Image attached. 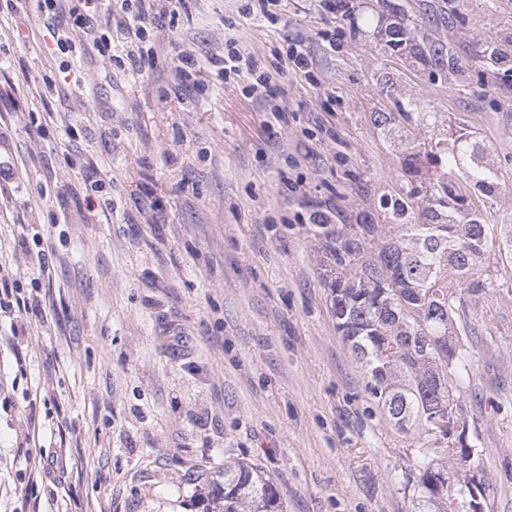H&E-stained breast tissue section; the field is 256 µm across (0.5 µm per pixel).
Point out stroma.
<instances>
[{
	"instance_id": "1",
	"label": "stroma",
	"mask_w": 512,
	"mask_h": 512,
	"mask_svg": "<svg viewBox=\"0 0 512 512\" xmlns=\"http://www.w3.org/2000/svg\"><path fill=\"white\" fill-rule=\"evenodd\" d=\"M250 2L158 11L155 64L137 75L54 51L38 24L19 42L0 17V80L30 77L0 97V281L43 311L0 318V512H202L205 478L241 457L286 512H412L418 439L380 415L336 329L308 217L383 224V199L427 187L378 121L410 102L441 115L417 139L466 129L489 145L505 186L474 203L489 223L512 218V67L474 57L512 55V0H282L276 25ZM398 16L451 44L462 75L412 65L386 34ZM230 38L270 72L279 113L213 66L169 96L182 50L219 56ZM290 44L311 71L286 66ZM80 70L98 73L93 91L63 83ZM457 315L483 510L512 512V279ZM34 427L55 462L38 477Z\"/></svg>"
}]
</instances>
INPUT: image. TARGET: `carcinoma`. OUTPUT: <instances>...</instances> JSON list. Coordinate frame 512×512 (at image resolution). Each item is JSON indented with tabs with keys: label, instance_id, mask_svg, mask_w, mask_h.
I'll return each mask as SVG.
<instances>
[{
	"label": "carcinoma",
	"instance_id": "carcinoma-1",
	"mask_svg": "<svg viewBox=\"0 0 512 512\" xmlns=\"http://www.w3.org/2000/svg\"><path fill=\"white\" fill-rule=\"evenodd\" d=\"M392 35L409 43L410 58L424 68L455 69L453 48L416 40L402 18ZM380 125L401 137V122L431 125L437 113L384 112ZM487 146L476 133H460L429 148L406 142L402 160L412 174L420 156L444 171L430 186L434 204L413 219L405 201L387 204L389 224H320L325 237V276L332 292L337 329L361 363L376 407L398 431L422 439L416 455L414 512H483L463 508L474 481L478 452L471 444L449 442L435 416L455 412L461 431L468 412L451 384L468 373L465 327L453 317L464 296L493 284L494 261L512 264V224H489L467 203L463 189L484 196L501 190L497 173L483 165ZM200 497L205 512H283L269 475L256 463L224 465V480L207 481Z\"/></svg>",
	"mask_w": 512,
	"mask_h": 512
}]
</instances>
